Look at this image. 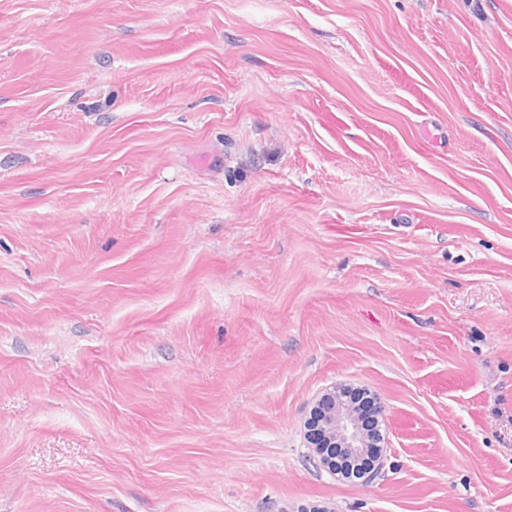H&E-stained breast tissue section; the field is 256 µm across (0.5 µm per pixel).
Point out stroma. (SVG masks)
I'll return each mask as SVG.
<instances>
[{"label": "stroma", "instance_id": "1", "mask_svg": "<svg viewBox=\"0 0 512 512\" xmlns=\"http://www.w3.org/2000/svg\"><path fill=\"white\" fill-rule=\"evenodd\" d=\"M316 507L512 512V0H0V512ZM373 395L371 418L363 422L355 412L352 390L334 385L319 394L306 418L305 442L320 467L344 477L348 467H362L356 472L362 483L371 482L384 468L387 460L386 437L382 435L384 406ZM312 411L313 417L310 416ZM319 448H335L330 455ZM365 461L370 463L364 466ZM342 464H347L343 467Z\"/></svg>", "mask_w": 512, "mask_h": 512}]
</instances>
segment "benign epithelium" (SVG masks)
Instances as JSON below:
<instances>
[{"label": "benign epithelium", "mask_w": 512, "mask_h": 512, "mask_svg": "<svg viewBox=\"0 0 512 512\" xmlns=\"http://www.w3.org/2000/svg\"><path fill=\"white\" fill-rule=\"evenodd\" d=\"M311 411L313 417L304 430L305 442L320 467L340 476L347 473V467H357V478L365 484L383 470L387 460L386 438L381 432L384 406L378 396H373L367 422L355 412L352 390L343 385L319 394Z\"/></svg>", "instance_id": "1"}]
</instances>
